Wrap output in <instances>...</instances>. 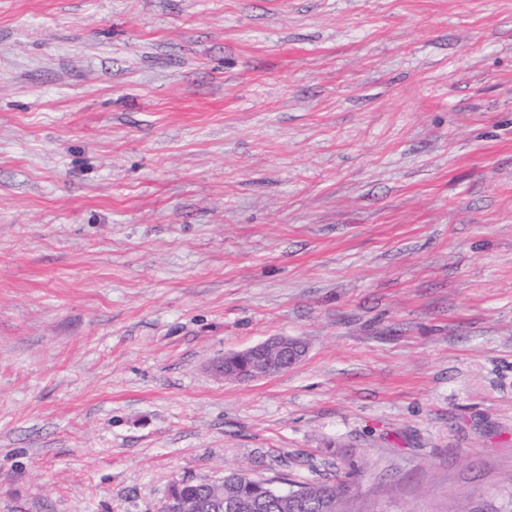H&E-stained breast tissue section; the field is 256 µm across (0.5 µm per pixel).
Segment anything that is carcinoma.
Here are the masks:
<instances>
[{
  "label": "carcinoma",
  "instance_id": "cac0c4a2",
  "mask_svg": "<svg viewBox=\"0 0 512 512\" xmlns=\"http://www.w3.org/2000/svg\"><path fill=\"white\" fill-rule=\"evenodd\" d=\"M193 498L213 504L228 497L238 500L236 512H344L350 486L343 480L334 483H298L285 496H268L261 485L244 472L230 471L224 484L193 482L184 489Z\"/></svg>",
  "mask_w": 512,
  "mask_h": 512
}]
</instances>
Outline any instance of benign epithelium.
Here are the masks:
<instances>
[{
	"mask_svg": "<svg viewBox=\"0 0 512 512\" xmlns=\"http://www.w3.org/2000/svg\"><path fill=\"white\" fill-rule=\"evenodd\" d=\"M304 346L297 338L274 337L248 349L227 353L224 362L238 368L224 372L232 381H255L276 375L297 364L303 357ZM185 482L176 481L160 502L157 512H199L202 504L182 494Z\"/></svg>",
	"mask_w": 512,
	"mask_h": 512,
	"instance_id": "1",
	"label": "benign epithelium"
}]
</instances>
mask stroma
<instances>
[{"mask_svg": "<svg viewBox=\"0 0 512 512\" xmlns=\"http://www.w3.org/2000/svg\"><path fill=\"white\" fill-rule=\"evenodd\" d=\"M233 466L512 489V0H0V512ZM303 352V343L297 338H270L248 349L225 354L224 379L255 381L276 375L297 364ZM228 362L237 364L238 368L227 372Z\"/></svg>", "mask_w": 512, "mask_h": 512, "instance_id": "stroma-1", "label": "stroma"}]
</instances>
